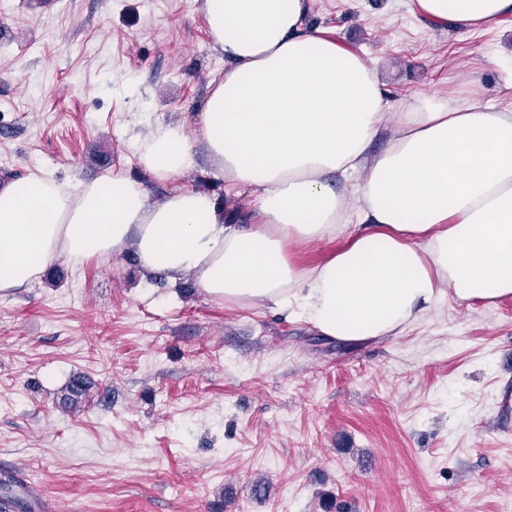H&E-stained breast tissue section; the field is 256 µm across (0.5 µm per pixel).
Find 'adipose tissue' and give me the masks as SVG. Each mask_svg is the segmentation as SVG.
I'll use <instances>...</instances> for the list:
<instances>
[{
  "label": "adipose tissue",
  "instance_id": "1",
  "mask_svg": "<svg viewBox=\"0 0 512 512\" xmlns=\"http://www.w3.org/2000/svg\"><path fill=\"white\" fill-rule=\"evenodd\" d=\"M419 14L476 28L512 0H416ZM307 0H204L224 70L194 134L138 137L143 168L179 175L193 147L232 190L258 195L253 223L228 224L207 193L154 201L120 174L62 183L31 173L0 186V291L59 258L133 251L143 276L190 275L225 307L263 305L325 336H397L447 300L512 295V112L432 93L393 103L371 65L308 21ZM394 130L372 151L385 122ZM347 186H337V177ZM344 234L307 268L289 245Z\"/></svg>",
  "mask_w": 512,
  "mask_h": 512
}]
</instances>
